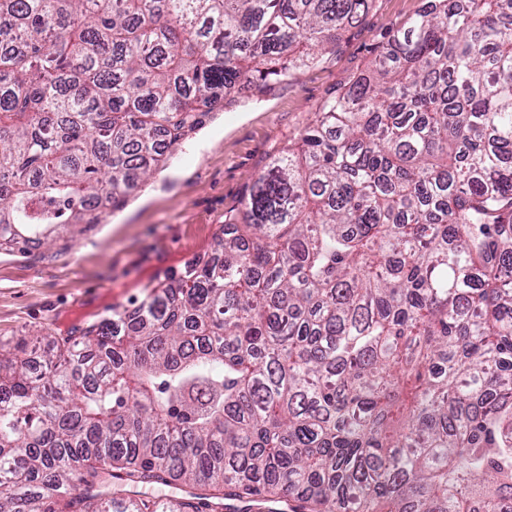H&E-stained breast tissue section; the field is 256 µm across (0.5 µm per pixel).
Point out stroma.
Here are the masks:
<instances>
[{
	"label": "stroma",
	"mask_w": 512,
	"mask_h": 512,
	"mask_svg": "<svg viewBox=\"0 0 512 512\" xmlns=\"http://www.w3.org/2000/svg\"><path fill=\"white\" fill-rule=\"evenodd\" d=\"M429 0H371L320 62L263 87L242 84L117 211L37 248L0 250V341L58 336L110 317L148 287L211 254L276 151L363 74L382 44Z\"/></svg>",
	"instance_id": "35a3bbf8"
}]
</instances>
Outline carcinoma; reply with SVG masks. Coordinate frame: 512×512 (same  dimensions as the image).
I'll list each match as a JSON object with an SVG mask.
<instances>
[{
  "instance_id": "carcinoma-1",
  "label": "carcinoma",
  "mask_w": 512,
  "mask_h": 512,
  "mask_svg": "<svg viewBox=\"0 0 512 512\" xmlns=\"http://www.w3.org/2000/svg\"><path fill=\"white\" fill-rule=\"evenodd\" d=\"M369 2L0 0V249L121 208L157 135ZM0 512H512V0H431L211 254L0 343Z\"/></svg>"
}]
</instances>
